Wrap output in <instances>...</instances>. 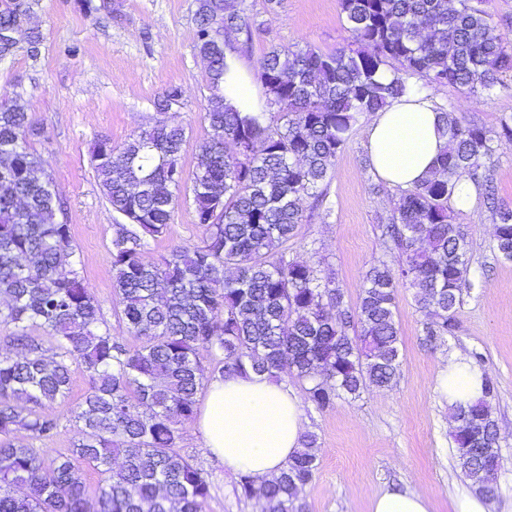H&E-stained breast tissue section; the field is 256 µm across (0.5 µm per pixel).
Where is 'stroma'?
<instances>
[{"mask_svg": "<svg viewBox=\"0 0 512 512\" xmlns=\"http://www.w3.org/2000/svg\"><path fill=\"white\" fill-rule=\"evenodd\" d=\"M34 26L42 37L38 57L19 50L0 60V93L20 95L22 104L43 128L32 149L54 177L67 210L73 248L84 283L103 305L113 334L124 335L112 311V269L108 249L119 216L103 197L90 163L93 145L110 140L121 146L154 115L153 100L168 85L182 89L177 114L187 130L186 166H193L206 136L202 115L209 95L205 67L195 50L196 0H118L115 16L81 13L76 0H36ZM260 28L241 65L255 96H262L258 63L270 46H313L331 53L349 43L338 0H244ZM439 107L453 110L488 128L512 115V74L501 85L472 96L448 86L431 89ZM362 126H355L336 160L329 188L330 206L298 225L288 243L291 256L311 262L322 275L335 278L345 291L346 306H356L363 274L385 259L377 224L395 203L394 195L373 190L379 178L368 161ZM453 221L464 227L472 251L474 283L457 314V328L437 349L421 342L423 312L409 286L398 289L395 320L402 336V367L388 389L367 388L360 398H339L318 410L303 403L305 431L318 442L319 468L302 492L307 512H370V499L387 490L430 492L432 512H453L469 480L456 462L451 438L452 409L438 376L448 360L475 362L496 388L494 418L499 427L503 465L496 475L499 495L490 512H512V261L495 258L494 225L480 199L453 207ZM203 237L192 208L175 207L167 236L150 243L147 259L178 244ZM88 388L74 369L69 397L52 408L59 416L52 451L70 448L78 428L70 411ZM184 452L211 472L215 489L205 512H254L244 499L238 477L203 446L194 423H186L180 442Z\"/></svg>", "mask_w": 512, "mask_h": 512, "instance_id": "stroma-1", "label": "stroma"}]
</instances>
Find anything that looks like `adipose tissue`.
I'll use <instances>...</instances> for the list:
<instances>
[{
    "instance_id": "1",
    "label": "adipose tissue",
    "mask_w": 512,
    "mask_h": 512,
    "mask_svg": "<svg viewBox=\"0 0 512 512\" xmlns=\"http://www.w3.org/2000/svg\"><path fill=\"white\" fill-rule=\"evenodd\" d=\"M364 140L374 172L403 188L430 175L446 144L437 108L423 92L377 112ZM480 376L471 363L453 360L439 387L449 403L473 401L480 395ZM196 425L225 469L259 479L279 475L302 448L303 412L297 395L264 376L210 381ZM370 512H432L431 497L420 490L385 491L372 496Z\"/></svg>"
}]
</instances>
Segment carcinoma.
I'll list each match as a JSON object with an SVG mask.
<instances>
[{
  "label": "carcinoma",
  "instance_id": "obj_1",
  "mask_svg": "<svg viewBox=\"0 0 512 512\" xmlns=\"http://www.w3.org/2000/svg\"><path fill=\"white\" fill-rule=\"evenodd\" d=\"M481 2L339 0L352 46L329 54L271 46L259 65L265 101L257 110L208 98L207 135L190 172L176 85L154 100L157 118L122 146L96 142L90 161L100 190L125 220L113 225L109 249L112 306L135 347L112 334L101 303L64 262L70 224L29 146L42 129L0 96V163H10L0 170V325L10 328L0 353V512H205L211 473L179 443L210 380L289 376L307 384L319 410L367 387L388 388L402 365L394 318L401 285L415 289L427 313L425 344L455 335L473 287L472 255L449 205L472 184L494 224L495 256L512 261V208L487 178L512 146V117L489 129L439 109L448 140L437 165L421 183L396 189L395 207L378 225L385 250L402 262L371 264L355 309L345 307L338 283L288 256L286 245L307 220L300 200L317 208L327 201L336 159L362 118L426 86L476 95L512 72V43L492 34ZM198 3L195 49L210 61L208 79L233 83L239 56L212 29L222 24L225 39L246 47L260 24L235 0ZM29 9V0H0V31L21 24ZM183 194L202 242L145 260L149 241L167 236ZM206 356L215 362L208 372ZM75 365L89 383L70 410L81 438L50 456L42 444L59 417L42 408L69 395ZM495 396L485 374L482 397L454 406L458 465L486 499L498 495L489 473L502 464ZM318 465L317 438L307 433L278 477L258 484L239 475L240 493L262 512H305L300 491ZM85 467L100 476L92 491Z\"/></svg>",
  "mask_w": 512,
  "mask_h": 512
}]
</instances>
